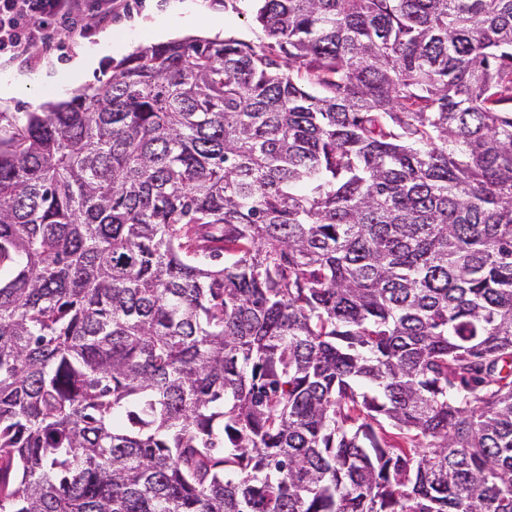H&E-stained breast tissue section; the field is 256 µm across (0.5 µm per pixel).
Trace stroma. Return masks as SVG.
<instances>
[{"instance_id": "stroma-1", "label": "stroma", "mask_w": 512, "mask_h": 512, "mask_svg": "<svg viewBox=\"0 0 512 512\" xmlns=\"http://www.w3.org/2000/svg\"><path fill=\"white\" fill-rule=\"evenodd\" d=\"M183 14L168 13L170 0H117L111 17L97 18L84 14L81 18L87 31L84 35L65 38L53 50L26 49L22 61H0V78L19 79L16 93L0 100V112H36L49 101L70 99L77 90L97 87L112 73L113 66L138 48L156 43L153 24L170 27L173 39L209 37L212 18L224 20L225 36H233L253 45L265 43L266 36L254 18L252 0H182ZM109 32L122 43L120 52L102 57L96 68L74 78L73 88L60 90L54 84L40 81L43 71H69L74 58L84 48L97 44L101 33Z\"/></svg>"}]
</instances>
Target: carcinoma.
<instances>
[{"label":"carcinoma","instance_id":"carcinoma-1","mask_svg":"<svg viewBox=\"0 0 512 512\" xmlns=\"http://www.w3.org/2000/svg\"><path fill=\"white\" fill-rule=\"evenodd\" d=\"M0 112V512H512V0H256Z\"/></svg>","mask_w":512,"mask_h":512}]
</instances>
